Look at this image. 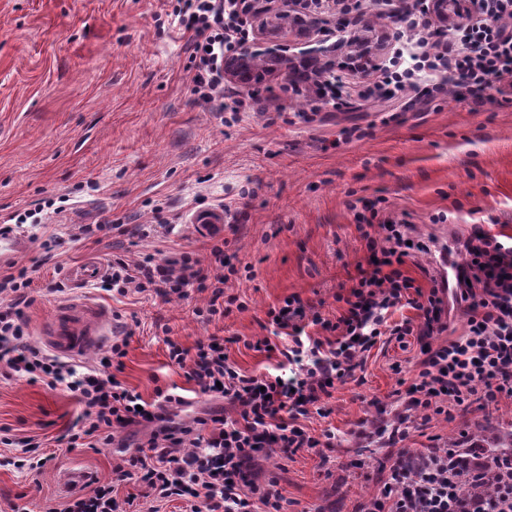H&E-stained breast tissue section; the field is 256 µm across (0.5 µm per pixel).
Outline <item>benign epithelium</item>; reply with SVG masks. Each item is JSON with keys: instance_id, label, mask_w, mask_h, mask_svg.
Here are the masks:
<instances>
[{"instance_id": "7a95c632", "label": "benign epithelium", "mask_w": 512, "mask_h": 512, "mask_svg": "<svg viewBox=\"0 0 512 512\" xmlns=\"http://www.w3.org/2000/svg\"><path fill=\"white\" fill-rule=\"evenodd\" d=\"M335 0H224V8L235 14L238 19L251 25L255 31L267 40L277 38L282 17H288L289 27L298 36L304 49L299 56L288 53V45L279 44L269 52L264 60H259L250 43H245L235 53L224 59V75L243 85H250L260 79L262 72L276 66L283 67L288 81L298 86L316 78L335 74L336 55H341L352 67L350 71L357 77H363L370 71V51L364 29L367 25L360 19L342 16L338 22L339 38L328 44H311L310 36L322 28L328 21V5ZM470 0H429L428 11L446 24L454 22L465 14L464 6Z\"/></svg>"}]
</instances>
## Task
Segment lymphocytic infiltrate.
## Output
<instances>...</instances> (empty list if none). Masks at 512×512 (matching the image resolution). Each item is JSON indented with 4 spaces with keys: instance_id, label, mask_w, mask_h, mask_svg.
<instances>
[{
    "instance_id": "1",
    "label": "lymphocytic infiltrate",
    "mask_w": 512,
    "mask_h": 512,
    "mask_svg": "<svg viewBox=\"0 0 512 512\" xmlns=\"http://www.w3.org/2000/svg\"><path fill=\"white\" fill-rule=\"evenodd\" d=\"M171 14L190 51L191 92L196 101L218 112L254 111L255 101L224 83V58L247 41L245 31L225 13L223 0H171ZM476 17L440 29L420 23L415 12L397 19V38L409 39L415 52L409 66L381 64L377 76L361 86L359 98L371 101L422 90L426 103L444 100L448 86L462 83L474 103L490 89L512 95V0H476ZM357 229L369 260L358 268L348 292H336L339 316L328 318L298 295L266 312L271 337L251 349L284 358L297 367L292 376L247 374L228 361L224 337L212 335L187 349L166 339L171 364L188 368L201 393L224 400L231 414L179 419L189 397L158 387L145 400L122 383L127 341L113 342L98 366L80 369L25 343L23 308L33 301L27 268L0 271V376L43 383L74 396L82 415L57 437L69 448H116L111 481L72 496L64 512H135L134 496L122 497V483L136 480L160 501L179 500L185 512H287L288 501L261 487L256 468L263 455L310 451L332 440L302 424L311 413L327 416L322 401L336 384L355 379L370 351L383 337H416L419 356L410 379H399L400 408L379 410L361 422L357 442L397 446L377 471L376 489L354 512H512V454L499 455L473 445L415 450L403 442L433 420L464 417L470 408H486L512 397V236L494 235L475 226L464 242L465 261L452 290L439 281L423 287L407 275L408 259L429 254L431 244L416 235L406 218L380 219L377 202L365 201ZM226 240H215L206 255L179 251L163 260L145 255L130 263L116 257L102 288L121 296L154 293L174 299L189 290L204 293L197 316L210 323L244 311L243 296L229 283L252 278L251 267L228 262ZM404 307L412 318L394 320ZM460 310L465 329L444 339L448 316ZM145 427L137 454L117 448V431ZM493 478L495 493L463 492L462 482Z\"/></svg>"
}]
</instances>
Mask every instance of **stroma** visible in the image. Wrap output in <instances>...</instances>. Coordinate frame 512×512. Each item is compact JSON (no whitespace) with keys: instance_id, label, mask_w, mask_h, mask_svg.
<instances>
[{"instance_id":"obj_1","label":"stroma","mask_w":512,"mask_h":512,"mask_svg":"<svg viewBox=\"0 0 512 512\" xmlns=\"http://www.w3.org/2000/svg\"><path fill=\"white\" fill-rule=\"evenodd\" d=\"M169 0H0V225L17 210L64 198L48 215L41 237L59 244L42 260L38 239L17 265H36V301L25 309L29 342L52 354L55 324L91 329L73 359L94 364L113 340L127 337L128 387L152 399L156 387L194 391L195 416L223 402L195 392L183 370L169 363L165 337L183 346L218 335L235 337L228 355L239 369L263 373L272 362L248 349L266 336V311L291 294L335 316L334 295L366 256L351 200L385 198V212L406 216L417 235L442 239L446 227L468 237L473 224L512 235V106L470 110L457 93L426 109L415 95L366 102L345 96L340 107L322 104L313 122L293 114L312 99L286 74L266 77L254 89L262 106L230 123L225 113L194 102L185 38L170 15ZM397 113L387 121L388 113ZM367 129L365 138L338 143L342 129ZM233 211L223 238L235 264L255 277L235 281L233 292L249 307L204 323L196 316L206 296L190 291L167 302L147 294L113 296L94 283L76 284L56 266L113 256L164 259L175 250L205 254L211 236L193 224L196 212ZM444 211L447 224L430 223ZM173 226L142 236L156 215ZM123 225L101 242L76 241L78 224ZM417 344L378 345L358 380L337 384L328 417L311 416L316 434L332 431L322 453L269 452L258 481L288 498L290 512H353L374 489L371 480L387 449L360 447L352 432L378 408L394 409L398 377L393 364L416 361ZM81 409L68 392L22 378L0 377V428L13 437L48 443L50 461L36 471L14 465L20 449L0 444V503L23 497L31 512H63L68 493L57 487L60 470L86 469L91 482L112 477L108 448H59L55 437L78 421ZM512 422V398L475 410L462 420H435L405 445L447 447L477 426ZM363 460L360 468L352 460Z\"/></svg>"}]
</instances>
